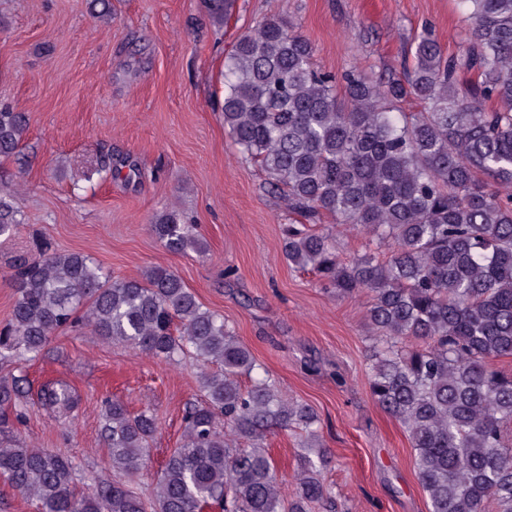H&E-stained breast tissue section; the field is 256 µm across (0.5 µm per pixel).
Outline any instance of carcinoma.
Instances as JSON below:
<instances>
[{
    "instance_id": "cac0c4a2",
    "label": "carcinoma",
    "mask_w": 512,
    "mask_h": 512,
    "mask_svg": "<svg viewBox=\"0 0 512 512\" xmlns=\"http://www.w3.org/2000/svg\"><path fill=\"white\" fill-rule=\"evenodd\" d=\"M467 48L450 56L429 30L412 42V66L374 76L314 67L312 44L283 16L242 34L224 59V129L258 163L288 210L310 224L328 216L369 235L378 250L349 262L330 229L284 228V254L343 296H371L375 332L367 374L371 398L406 429L430 512H512V374L491 365L512 356V0H458ZM216 22L231 0H204ZM474 76L463 84L459 76ZM414 99L415 112L396 104ZM25 116L0 107V156L16 152ZM15 192L0 182V237L20 225ZM171 251L203 249L176 210L151 225ZM15 301L0 326V362L36 357L51 335L81 325L164 362L192 351L220 365L200 374L203 399L186 405L181 442L145 503L129 482L103 478L76 491V467L61 453L17 439L0 445V478L39 512H310L338 509L323 470L311 406L288 401L249 349L203 306L182 278L154 266L114 278L94 258L36 246L14 264ZM242 375L251 376L244 388ZM25 378L0 379V433L20 424ZM39 402L70 416L80 396L43 385ZM300 427L303 466L292 498L264 446L273 429ZM156 414L108 403L103 432L113 470L132 477L149 460ZM251 443L236 448L226 438Z\"/></svg>"
}]
</instances>
